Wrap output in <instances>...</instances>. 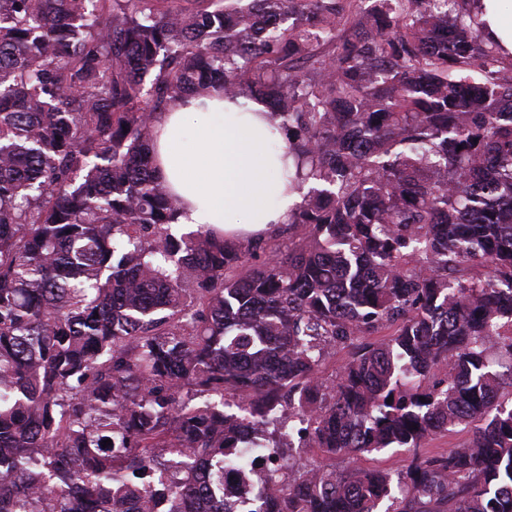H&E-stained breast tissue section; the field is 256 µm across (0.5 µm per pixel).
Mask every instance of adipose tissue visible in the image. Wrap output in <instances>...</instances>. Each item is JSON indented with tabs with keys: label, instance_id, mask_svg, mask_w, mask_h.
Here are the masks:
<instances>
[{
	"label": "adipose tissue",
	"instance_id": "obj_1",
	"mask_svg": "<svg viewBox=\"0 0 512 512\" xmlns=\"http://www.w3.org/2000/svg\"><path fill=\"white\" fill-rule=\"evenodd\" d=\"M480 0L487 36L512 54V11ZM154 167L177 201V221L229 241L265 239L299 202L288 187L295 159L265 106L222 90L170 102L154 123Z\"/></svg>",
	"mask_w": 512,
	"mask_h": 512
}]
</instances>
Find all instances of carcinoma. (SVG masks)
Returning a JSON list of instances; mask_svg holds the SVG:
<instances>
[{
	"instance_id": "1",
	"label": "carcinoma",
	"mask_w": 512,
	"mask_h": 512,
	"mask_svg": "<svg viewBox=\"0 0 512 512\" xmlns=\"http://www.w3.org/2000/svg\"><path fill=\"white\" fill-rule=\"evenodd\" d=\"M354 2L0 0V512H233L271 414L411 459L271 470L263 512H512V56L477 0ZM216 85L313 183L249 270L170 233L153 169L157 114ZM470 433L463 430V426H458L453 431L448 432L447 435L440 436L435 440L426 443L425 451L435 454L448 451L449 448L459 444L465 438L469 437ZM407 453L397 448L387 449L379 454L361 456L357 464L365 467L376 466L381 469L396 472L408 465Z\"/></svg>"
}]
</instances>
